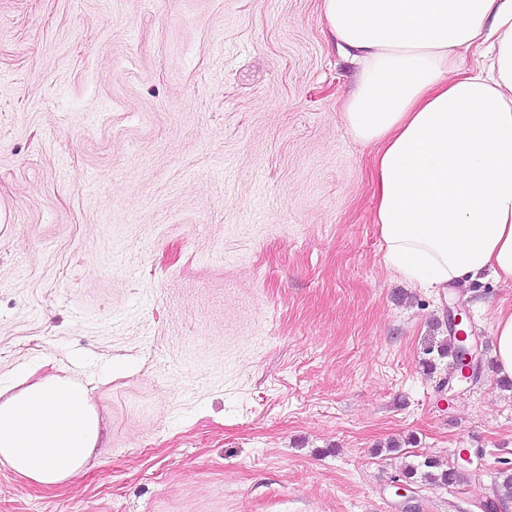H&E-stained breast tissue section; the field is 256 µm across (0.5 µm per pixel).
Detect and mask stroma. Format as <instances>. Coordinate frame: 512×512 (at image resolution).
I'll return each mask as SVG.
<instances>
[{
    "label": "stroma",
    "instance_id": "35a3bbf8",
    "mask_svg": "<svg viewBox=\"0 0 512 512\" xmlns=\"http://www.w3.org/2000/svg\"><path fill=\"white\" fill-rule=\"evenodd\" d=\"M355 73L322 0H0V375L106 424L65 483L0 465V512H512V281L386 263ZM498 375L512 379V311L501 313L495 327ZM420 478L431 484L448 485L459 481L463 475L455 468L446 467L438 460L429 458L421 464Z\"/></svg>",
    "mask_w": 512,
    "mask_h": 512
}]
</instances>
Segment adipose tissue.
Returning a JSON list of instances; mask_svg holds the SVG:
<instances>
[{"label":"adipose tissue","mask_w":512,"mask_h":512,"mask_svg":"<svg viewBox=\"0 0 512 512\" xmlns=\"http://www.w3.org/2000/svg\"><path fill=\"white\" fill-rule=\"evenodd\" d=\"M323 12L359 65L343 115L376 147L387 263L424 288L512 281V0H323ZM483 45L490 71H459ZM104 431L73 379L0 385V464L28 480L78 476Z\"/></svg>","instance_id":"adipose-tissue-1"}]
</instances>
